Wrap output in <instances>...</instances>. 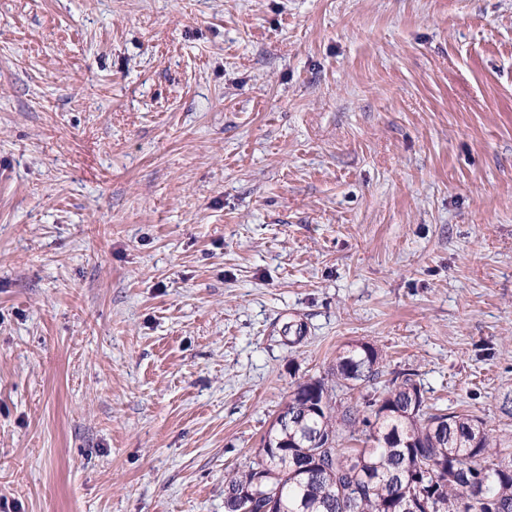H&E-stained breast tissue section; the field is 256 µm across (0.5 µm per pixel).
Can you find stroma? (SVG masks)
I'll return each instance as SVG.
<instances>
[{
    "label": "stroma",
    "instance_id": "obj_1",
    "mask_svg": "<svg viewBox=\"0 0 512 512\" xmlns=\"http://www.w3.org/2000/svg\"><path fill=\"white\" fill-rule=\"evenodd\" d=\"M357 343L512 450V0H0V512H227Z\"/></svg>",
    "mask_w": 512,
    "mask_h": 512
}]
</instances>
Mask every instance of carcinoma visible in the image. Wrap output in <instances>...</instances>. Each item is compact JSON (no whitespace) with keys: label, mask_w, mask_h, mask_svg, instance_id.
Wrapping results in <instances>:
<instances>
[{"label":"carcinoma","mask_w":512,"mask_h":512,"mask_svg":"<svg viewBox=\"0 0 512 512\" xmlns=\"http://www.w3.org/2000/svg\"><path fill=\"white\" fill-rule=\"evenodd\" d=\"M378 359L370 345L348 346L336 358L339 388L376 383ZM287 407L288 423L273 424L256 459L226 481L228 512L270 494L277 512H512V454L493 450L477 417L433 412L409 377L365 396L361 410L310 380ZM360 431L368 447H342ZM475 484L485 488L479 498Z\"/></svg>","instance_id":"1"}]
</instances>
